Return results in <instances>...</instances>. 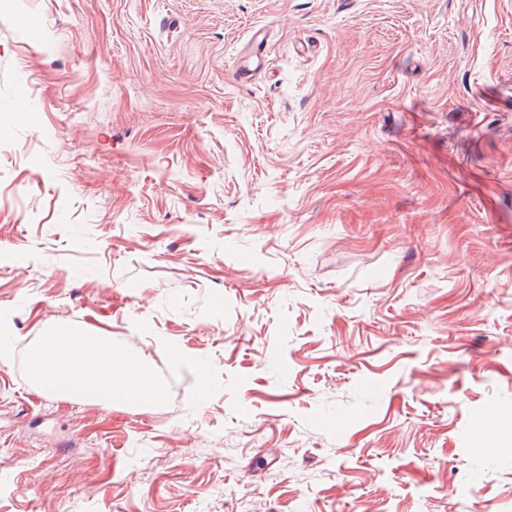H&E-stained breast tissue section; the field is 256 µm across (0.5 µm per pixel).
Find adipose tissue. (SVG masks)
<instances>
[{
	"mask_svg": "<svg viewBox=\"0 0 512 512\" xmlns=\"http://www.w3.org/2000/svg\"><path fill=\"white\" fill-rule=\"evenodd\" d=\"M36 385L102 404L156 403L161 389L148 364L104 337L59 330L37 347L31 363Z\"/></svg>",
	"mask_w": 512,
	"mask_h": 512,
	"instance_id": "1",
	"label": "adipose tissue"
}]
</instances>
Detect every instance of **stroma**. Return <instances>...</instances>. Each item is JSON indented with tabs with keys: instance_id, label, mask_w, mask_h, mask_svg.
Here are the masks:
<instances>
[{
	"instance_id": "35a3bbf8",
	"label": "stroma",
	"mask_w": 512,
	"mask_h": 512,
	"mask_svg": "<svg viewBox=\"0 0 512 512\" xmlns=\"http://www.w3.org/2000/svg\"><path fill=\"white\" fill-rule=\"evenodd\" d=\"M0 512H512V0H0ZM36 385L112 406L156 403L161 389L149 365L129 357L112 338L59 330L37 347L31 363Z\"/></svg>"
}]
</instances>
